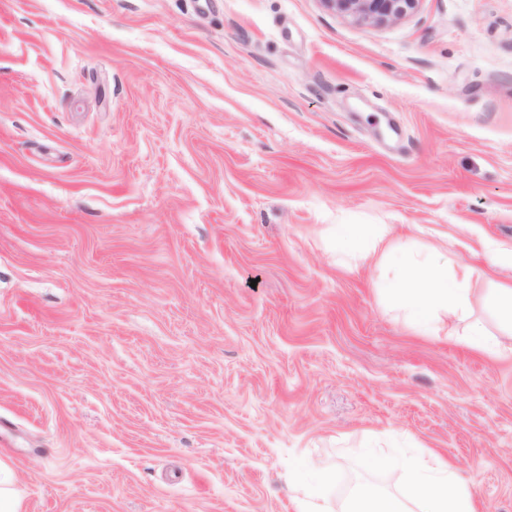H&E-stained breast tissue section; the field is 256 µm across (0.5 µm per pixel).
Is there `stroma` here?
Masks as SVG:
<instances>
[{
	"label": "stroma",
	"mask_w": 512,
	"mask_h": 512,
	"mask_svg": "<svg viewBox=\"0 0 512 512\" xmlns=\"http://www.w3.org/2000/svg\"><path fill=\"white\" fill-rule=\"evenodd\" d=\"M340 224L512 250V0H0V463L21 512H296L432 452L512 512V361ZM334 12L360 24L384 25L416 9L419 0H322ZM322 474L323 481L321 484L315 487L311 492L303 491L301 497L297 498L298 512H328L325 505L317 502L319 498H323L321 488L330 478L328 472L322 471Z\"/></svg>",
	"instance_id": "stroma-1"
}]
</instances>
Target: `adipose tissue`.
<instances>
[{
    "mask_svg": "<svg viewBox=\"0 0 512 512\" xmlns=\"http://www.w3.org/2000/svg\"><path fill=\"white\" fill-rule=\"evenodd\" d=\"M340 251L389 262L392 276L388 289L407 318L421 330L441 318L463 324L465 343L494 359H512V283L499 284L486 300L505 324L509 342L487 339L482 325L473 320L469 274L458 269L454 256L433 257L415 248L396 249L385 234L372 233L366 224H340L336 227ZM380 466L402 474L398 494L385 495L369 485L354 493L349 512H477L469 486L461 484L455 468L440 457L419 462L385 457Z\"/></svg>",
    "mask_w": 512,
    "mask_h": 512,
    "instance_id": "ef3b65f1",
    "label": "adipose tissue"
}]
</instances>
